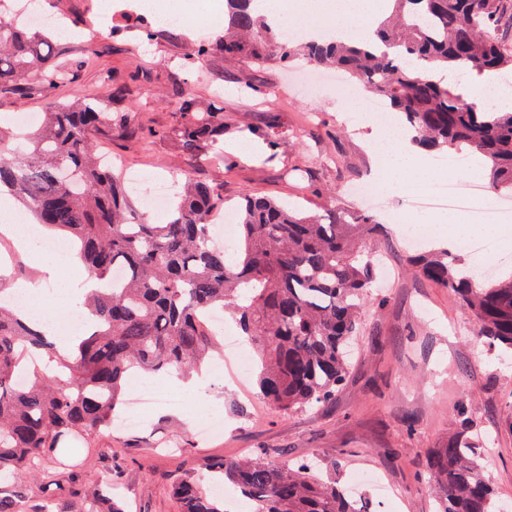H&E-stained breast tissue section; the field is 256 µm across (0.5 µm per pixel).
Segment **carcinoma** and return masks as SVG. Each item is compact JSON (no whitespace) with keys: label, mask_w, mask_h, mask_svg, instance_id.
Masks as SVG:
<instances>
[{"label":"carcinoma","mask_w":512,"mask_h":512,"mask_svg":"<svg viewBox=\"0 0 512 512\" xmlns=\"http://www.w3.org/2000/svg\"><path fill=\"white\" fill-rule=\"evenodd\" d=\"M251 3L224 0V36L198 44L179 67L189 72L213 54L285 66L303 55L377 94L422 151L439 156L464 146L480 154L489 193H512V111L465 104L454 86L434 79L448 71L458 78L512 73V0H392L374 38L350 41H287ZM142 34L174 41L182 32L170 24ZM56 46V32L32 33L0 16V93L46 100L35 130L16 135L0 126V186L44 228L62 232L101 287L79 299L91 327L67 356L46 329L0 304V483L16 482L12 495H0V512H18L16 499L41 459L70 469L117 419L131 372L185 373L204 359L216 336L206 314L215 308L238 317L259 356L264 399L286 413L329 403L345 380L374 279L364 241L379 225L364 214L304 216L245 194L236 207L239 234L222 248L212 239L222 190L187 174L166 222L139 217L93 145L97 132L130 130L131 116L79 94L68 103L51 99L49 90L74 83L86 65ZM178 112L182 151L196 161L221 160L224 107H201L185 88ZM415 264L469 310L478 335L512 353V273L486 280L446 250L419 255ZM427 467L439 512H501L467 434L434 449ZM206 479L239 492L251 512H371L366 500L306 463L252 458L185 470L175 484L183 512H227L223 497L202 491Z\"/></svg>","instance_id":"1"}]
</instances>
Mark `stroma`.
I'll return each mask as SVG.
<instances>
[{
	"label": "stroma",
	"instance_id": "1",
	"mask_svg": "<svg viewBox=\"0 0 512 512\" xmlns=\"http://www.w3.org/2000/svg\"><path fill=\"white\" fill-rule=\"evenodd\" d=\"M41 2L50 14L94 22V34L75 27L60 39L61 48L88 63L75 83L54 95L66 102L81 92L130 113L139 134L116 131L97 135L96 142L135 183V207L144 204L147 181L171 182L187 172L222 186L228 205L250 194L307 213L331 204L368 210L384 226L371 247L390 274L370 291L358 352L330 404L285 413L262 402L256 377L237 386L230 363L219 373L205 362L191 392L172 375L153 376L151 384L177 393L180 406H157L136 428L102 431L75 471L43 462L28 485L25 512H41L60 483L75 492L73 512L109 484L118 487L124 512H181L173 486L186 466L262 452L276 464L317 461L344 485L353 475L373 473L379 486L363 488L370 504L387 493L400 512H438L426 459L464 429L483 438L485 477L499 504L512 512V360L478 336L472 316L446 288L416 274L407 234L391 220L395 213L410 217L402 198L386 197L383 210L374 211L356 193L375 165L366 91L356 83L345 98L332 88L310 90L312 67L301 59L287 67L215 54L202 69L183 74L178 62L193 44L224 33L218 2L177 43L123 28L116 13L127 0ZM183 83L197 99L220 97L224 162L198 164L182 153L173 131L180 123L176 89ZM271 129L281 135L272 161L249 151ZM462 405L463 416L457 413ZM207 423L216 430L205 437L200 429Z\"/></svg>",
	"mask_w": 512,
	"mask_h": 512
}]
</instances>
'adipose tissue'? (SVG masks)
Segmentation results:
<instances>
[{"mask_svg":"<svg viewBox=\"0 0 512 512\" xmlns=\"http://www.w3.org/2000/svg\"><path fill=\"white\" fill-rule=\"evenodd\" d=\"M258 10L274 25H287L298 17L308 25L320 21L333 23L337 36L370 34L382 20L373 0H329L325 9H318L308 0H258ZM378 163L370 180L381 191L396 195L412 188L427 187L435 177V168L427 155L414 146L409 135L400 133L391 124H384L374 140ZM415 230L438 245H447L459 238L486 237L512 243V229L498 224H482L454 214L416 215L411 219Z\"/></svg>","mask_w":512,"mask_h":512,"instance_id":"ef3b65f1","label":"adipose tissue"}]
</instances>
